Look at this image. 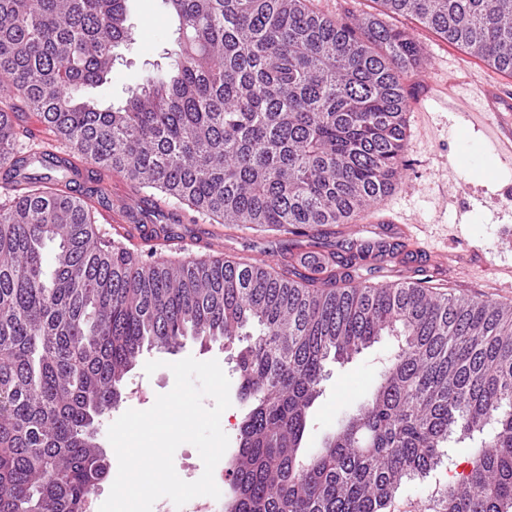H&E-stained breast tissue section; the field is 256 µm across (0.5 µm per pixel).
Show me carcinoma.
Here are the masks:
<instances>
[{
    "instance_id": "1",
    "label": "carcinoma",
    "mask_w": 512,
    "mask_h": 512,
    "mask_svg": "<svg viewBox=\"0 0 512 512\" xmlns=\"http://www.w3.org/2000/svg\"><path fill=\"white\" fill-rule=\"evenodd\" d=\"M310 2L163 0L173 67L100 109L87 91L129 37L126 0H0V114L22 104L98 169L217 224H347L402 175L419 49ZM381 2L512 75V0ZM62 164L0 123V512H88L109 474L96 423L143 351L189 336L237 348L247 412L225 512H390L466 439L469 469L436 512H512L511 309L419 283L355 286L358 241L324 278L135 254L93 229ZM383 336L398 350L373 391L302 447L327 365Z\"/></svg>"
}]
</instances>
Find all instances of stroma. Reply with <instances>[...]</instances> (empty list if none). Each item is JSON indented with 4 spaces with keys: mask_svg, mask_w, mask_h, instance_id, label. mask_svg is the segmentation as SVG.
I'll return each instance as SVG.
<instances>
[{
    "mask_svg": "<svg viewBox=\"0 0 512 512\" xmlns=\"http://www.w3.org/2000/svg\"><path fill=\"white\" fill-rule=\"evenodd\" d=\"M312 6L335 20L378 18L410 34L420 52L418 75L408 89L402 186L388 197L386 213L410 225L428 255L421 259L403 253L398 261L367 265L353 272L354 283L421 281L440 293L512 305V276L507 273L512 266V166L503 164L490 151L482 133L468 128L461 113L441 108L431 87L432 81L443 78L466 85L472 77L488 72V65L448 44L415 18L386 12L380 0H313ZM127 23L135 34L134 44L116 49L107 82L88 91L102 109L121 106L128 89L138 83L145 69L160 62L162 48L177 36L162 0H130ZM75 188L86 194L98 213L136 193L123 176H101L91 170ZM374 216L370 210L357 224H333L314 236H292L247 225L215 224L159 195L151 205L139 208L135 222L166 227L173 239L214 240L222 257L265 263L304 250L325 254L339 248L344 240L370 238ZM395 347V339L385 336L352 361L332 365L311 409L304 447L321 446L342 414L369 393ZM189 356L200 361L217 360L230 382H237L236 351L219 342L203 345L190 338L171 354L145 352L142 364L127 376V395L97 429L96 441L101 448L110 446L107 433L113 420L129 409L150 408L157 395L173 388L168 362ZM152 360L162 361L163 366L149 375L144 364Z\"/></svg>",
    "mask_w": 512,
    "mask_h": 512,
    "instance_id": "stroma-1",
    "label": "stroma"
}]
</instances>
